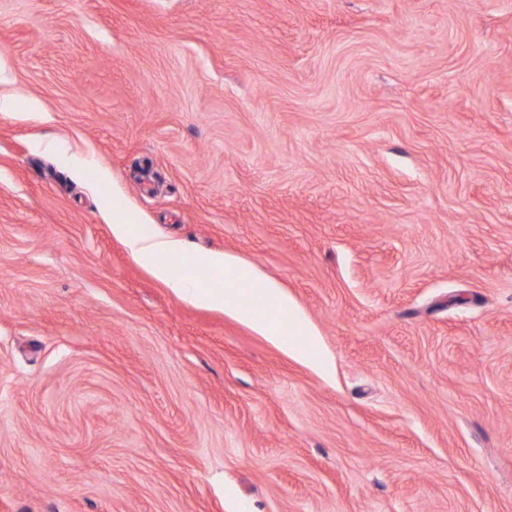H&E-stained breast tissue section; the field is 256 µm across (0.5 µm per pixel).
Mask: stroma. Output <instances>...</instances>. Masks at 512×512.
I'll use <instances>...</instances> for the list:
<instances>
[{"label":"stroma","mask_w":512,"mask_h":512,"mask_svg":"<svg viewBox=\"0 0 512 512\" xmlns=\"http://www.w3.org/2000/svg\"><path fill=\"white\" fill-rule=\"evenodd\" d=\"M3 100L0 512H512V0H0ZM127 224L128 222L122 219L113 220L112 232L124 237L133 257L150 268L153 274L170 288L198 304L229 309L243 320L259 327L287 350L305 357L310 364L327 367L314 345L300 346L292 337L281 336L254 308L242 305L241 296L234 288L242 284L248 285L252 288L251 293L256 301L267 305L288 306V298L276 282L258 280L253 270L237 263L224 253L217 252L197 258L195 263L221 278L225 289L224 285L202 288L192 278L174 275L175 267L184 264L187 257L180 242L157 236L146 229L138 234H131ZM208 270L200 267L199 276L206 277Z\"/></svg>","instance_id":"obj_1"}]
</instances>
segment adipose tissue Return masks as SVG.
<instances>
[{"instance_id": "adipose-tissue-1", "label": "adipose tissue", "mask_w": 512, "mask_h": 512, "mask_svg": "<svg viewBox=\"0 0 512 512\" xmlns=\"http://www.w3.org/2000/svg\"><path fill=\"white\" fill-rule=\"evenodd\" d=\"M113 233L125 237L133 257L151 269L153 274L169 287L182 293L192 301L213 307L229 309L245 321L259 327L269 336L277 337L279 344L307 359L310 364L323 366L324 361L315 346H301L295 343V337L278 336L277 331L254 308L243 306L239 285L252 289L256 301L267 305H284L288 299L276 282L258 280L254 271L243 266L224 253L217 252L199 258V265L210 270L223 281L222 286L214 288L200 287L189 277L175 275V267L186 260L184 246L175 240L157 236L149 231L137 234L129 233L125 220L118 219L112 224Z\"/></svg>"}]
</instances>
